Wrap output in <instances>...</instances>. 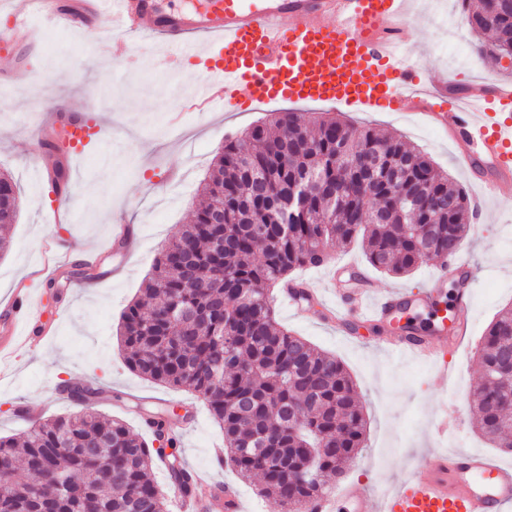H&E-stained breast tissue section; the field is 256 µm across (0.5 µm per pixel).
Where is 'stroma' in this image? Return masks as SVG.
Returning <instances> with one entry per match:
<instances>
[{
    "instance_id": "35a3bbf8",
    "label": "stroma",
    "mask_w": 512,
    "mask_h": 512,
    "mask_svg": "<svg viewBox=\"0 0 512 512\" xmlns=\"http://www.w3.org/2000/svg\"><path fill=\"white\" fill-rule=\"evenodd\" d=\"M442 10L454 15L455 36H448L431 11L413 10L414 26L405 38L419 74L449 70L462 82L483 77L512 82V66L479 54L481 37L468 26L459 0H442ZM201 69L197 58L176 67L166 45L153 38L130 39L117 64L99 54L94 38L48 27L37 51L0 55V171L13 177L23 201L10 231L12 247L0 256V307L31 291L51 326L50 337L33 344L12 378L0 383V436L22 439L34 424L78 410L77 401L62 397L64 386L93 381L103 389L93 400L96 409L136 432L146 433L145 419L161 404L193 415L191 427L178 436L177 450L187 469L208 477L198 493L210 494L214 484L228 481L239 487L247 512H283L278 501L259 494L256 482L241 479L229 465H216L214 451L223 447L224 434L203 399L133 373L117 344L123 309L139 297L161 247L190 223L218 146L270 118L265 106L230 114L188 112L172 122L174 100L161 94L163 77L175 78L189 92ZM55 101L73 110L96 102L100 110L93 119L111 133L109 140L84 148L73 168V224H53L47 216L56 194L37 130ZM341 114L354 128L369 124L403 137L425 150L469 197L479 195L459 162L460 145L413 111L345 108ZM116 212L138 230L135 253L112 238L107 217ZM51 240L70 253L68 276L53 272L46 249ZM88 248L102 251L91 268L81 262ZM461 256L473 276L471 328L450 359L454 378L448 383L434 381L425 363L375 350L374 340L388 337V330L354 320L339 329L325 321L323 306L298 314L274 301L278 323L336 356L356 386L367 422L366 446L347 468L346 482L367 489L400 483L422 455L439 446L432 422L443 413L448 439L442 446L512 464V452L480 437L469 407L480 376L477 350L493 318L512 305V182L487 200L484 221L468 224Z\"/></svg>"
}]
</instances>
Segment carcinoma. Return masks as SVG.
Listing matches in <instances>:
<instances>
[{"label": "carcinoma", "mask_w": 512, "mask_h": 512, "mask_svg": "<svg viewBox=\"0 0 512 512\" xmlns=\"http://www.w3.org/2000/svg\"><path fill=\"white\" fill-rule=\"evenodd\" d=\"M462 4L472 31L491 34L479 50L512 57V0ZM271 123L273 132L258 125L224 140L202 183L205 202L160 251L143 299L122 315L119 341L132 371L199 394L236 472L259 476L263 494L301 512L363 447L365 420L344 365L279 326L269 292L339 243L361 242L369 266L399 276L452 257L470 208L464 189L398 136L329 114L276 112ZM295 188L302 203L290 210L281 199ZM21 204L0 173V253ZM478 357V429L511 452L500 379L512 369V307L491 322ZM69 393L80 411L32 427L21 442L0 437V512H167L156 458L193 492L177 452L151 448L93 410L98 389ZM177 418L168 409L150 416L155 438L173 448ZM101 444L112 448L110 466L92 453Z\"/></svg>", "instance_id": "1"}]
</instances>
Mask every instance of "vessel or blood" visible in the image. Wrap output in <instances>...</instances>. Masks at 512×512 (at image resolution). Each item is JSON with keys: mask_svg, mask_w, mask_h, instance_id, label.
I'll list each match as a JSON object with an SVG mask.
<instances>
[{"mask_svg": "<svg viewBox=\"0 0 512 512\" xmlns=\"http://www.w3.org/2000/svg\"><path fill=\"white\" fill-rule=\"evenodd\" d=\"M40 16L73 30L96 25L125 35H151L192 56L204 52L207 79L179 110L232 112L275 102L316 103L361 111L409 108L443 127L462 143V167L484 200L512 179V83L500 80L456 84L447 73L419 77L404 48L403 32L412 17L406 0H210L187 14L162 8L159 0H11L9 24L0 43L14 46L36 32ZM89 109L55 111L70 144L88 141L97 128ZM458 258L442 262L420 296L435 311L432 335L404 334L378 341L388 354L428 362L447 380L448 355L469 329V290L455 311L439 304ZM353 300L333 288L330 305L368 324L394 321L411 297L404 290L376 293L360 275ZM43 312L21 297L0 313V376L43 338ZM512 512V465L473 451L429 454L395 489L370 497L358 486L333 485L315 496L306 512Z\"/></svg>", "mask_w": 512, "mask_h": 512, "instance_id": "vessel-or-blood-1", "label": "vessel or blood"}]
</instances>
